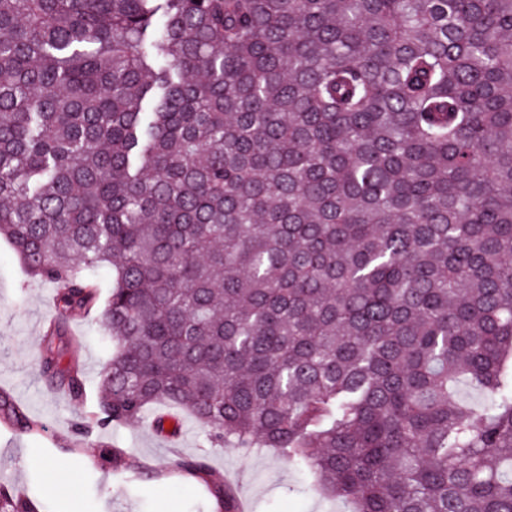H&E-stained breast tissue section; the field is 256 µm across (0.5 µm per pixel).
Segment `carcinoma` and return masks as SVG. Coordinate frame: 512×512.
Wrapping results in <instances>:
<instances>
[{
    "instance_id": "1",
    "label": "carcinoma",
    "mask_w": 512,
    "mask_h": 512,
    "mask_svg": "<svg viewBox=\"0 0 512 512\" xmlns=\"http://www.w3.org/2000/svg\"><path fill=\"white\" fill-rule=\"evenodd\" d=\"M0 236L76 401L111 278L98 428L165 403L355 512H512V0H0Z\"/></svg>"
}]
</instances>
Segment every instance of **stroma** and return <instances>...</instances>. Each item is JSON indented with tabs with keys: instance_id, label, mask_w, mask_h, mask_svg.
I'll list each match as a JSON object with an SVG mask.
<instances>
[{
	"instance_id": "stroma-1",
	"label": "stroma",
	"mask_w": 512,
	"mask_h": 512,
	"mask_svg": "<svg viewBox=\"0 0 512 512\" xmlns=\"http://www.w3.org/2000/svg\"><path fill=\"white\" fill-rule=\"evenodd\" d=\"M56 288L31 278L10 243L0 238V487L31 498L39 512H216L205 481L228 483L245 512H352L350 502H328L310 486L304 471L270 448H213L188 414L158 404L144 417L103 430H83L97 409L100 373L109 359L95 318L70 317L73 344L64 362L81 366L86 389L76 401L41 377L38 356L43 334L54 317ZM19 412L40 429L13 425ZM171 415L177 438L157 432V415ZM123 450L140 462L149 478L136 480L105 458L104 450ZM207 454L210 475L202 480L179 475L180 457ZM61 462L67 474L57 482L49 465Z\"/></svg>"
}]
</instances>
